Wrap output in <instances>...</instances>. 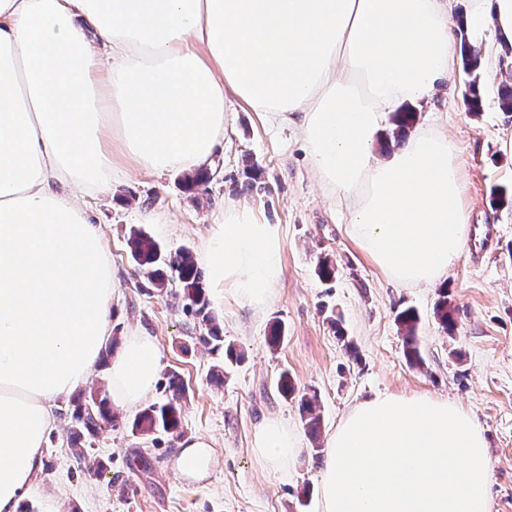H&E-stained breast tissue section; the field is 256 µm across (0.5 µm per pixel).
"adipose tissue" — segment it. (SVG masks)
I'll list each match as a JSON object with an SVG mask.
<instances>
[{"instance_id": "adipose-tissue-1", "label": "adipose tissue", "mask_w": 512, "mask_h": 512, "mask_svg": "<svg viewBox=\"0 0 512 512\" xmlns=\"http://www.w3.org/2000/svg\"><path fill=\"white\" fill-rule=\"evenodd\" d=\"M512 45V0H0V512H20L43 466L51 408L85 384L112 335V258L83 199L135 168L208 166L233 103L291 130L356 247L390 280L444 282L467 244L463 173L426 127L387 159L373 146L403 102L452 77L459 27ZM278 225L228 206L196 261L217 303L259 312L284 268ZM153 336L111 361L113 407L152 396ZM174 467L201 482L211 442ZM302 438L279 418L253 435L269 468Z\"/></svg>"}]
</instances>
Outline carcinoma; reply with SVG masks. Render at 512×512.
Returning a JSON list of instances; mask_svg holds the SVG:
<instances>
[{"label":"carcinoma","mask_w":512,"mask_h":512,"mask_svg":"<svg viewBox=\"0 0 512 512\" xmlns=\"http://www.w3.org/2000/svg\"><path fill=\"white\" fill-rule=\"evenodd\" d=\"M462 68L471 77L468 86L466 103L468 112L479 111V79L482 60V48L471 43L466 30L459 34ZM416 116L413 112H398L392 122L395 128L392 137L400 139L413 122ZM130 250L133 260L148 270V278L157 287L165 286V278L158 265L167 266L177 275L183 290V298L187 306L199 314L205 313L208 301L202 283V273L194 262L192 254L187 250L179 251L169 256H163L159 245L141 231L133 232L130 239ZM435 317L442 328L452 334L456 330L454 311L448 302L447 293H442L435 306ZM397 321L404 334L406 358L417 368L424 364L418 340L419 315L413 308H407L397 315ZM278 393L284 398L300 397V406L308 431L317 433L320 428V415L317 410L318 396L313 393L298 394L297 385L291 374L283 370L275 381ZM166 393L168 396L163 402H155L145 407L134 419L132 431L140 435H151L156 432H174L181 427L180 399L184 388L178 375H167ZM72 420V455L77 460L86 458V442L93 438L102 424L112 420L109 403L104 396L91 395L80 398L75 402L71 411Z\"/></svg>","instance_id":"1"}]
</instances>
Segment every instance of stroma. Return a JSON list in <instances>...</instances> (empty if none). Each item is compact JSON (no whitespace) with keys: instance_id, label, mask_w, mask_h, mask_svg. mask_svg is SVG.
<instances>
[{"instance_id":"35a3bbf8","label":"stroma","mask_w":512,"mask_h":512,"mask_svg":"<svg viewBox=\"0 0 512 512\" xmlns=\"http://www.w3.org/2000/svg\"><path fill=\"white\" fill-rule=\"evenodd\" d=\"M469 80L456 69L429 102L413 107L418 123L453 142L471 212L468 246L441 288L391 282L350 239L347 214L324 197L302 142L241 104L208 180L196 191L186 190L184 172L142 170L89 199L88 220L112 256L113 345L121 347L134 331L155 337L161 374L179 375L186 388L181 430L134 433L135 411L119 409L82 463L71 452L69 404L58 402L42 472L25 498L30 512H47L51 502L59 512H319L326 433L354 404L379 392L425 393L460 404L486 439L490 512H512V207L495 206L491 197L493 186H512V151L502 146L512 138V112L502 111L497 93L489 91L480 112L469 114ZM228 204L251 206L279 225L284 275L262 312L231 302L210 306L223 339L205 344L208 326L187 309L178 280L170 277L165 288H154L130 255L129 236L140 230L165 253L194 254L211 217ZM323 258L335 267L329 282L317 274ZM443 291L455 311L452 335L434 315ZM410 306L420 317V368L407 361L396 321ZM333 316L341 318L356 357L337 338ZM277 322L285 326V339L274 349L267 338ZM229 344L245 358L223 382H212ZM284 368L299 387L319 396L317 436L306 435L298 401L284 399L274 386ZM270 416L304 435L301 451L281 470L267 468L252 451L256 428ZM193 435L214 443L212 474L202 485L172 471L183 437ZM97 461L103 474L85 475V463Z\"/></svg>"}]
</instances>
